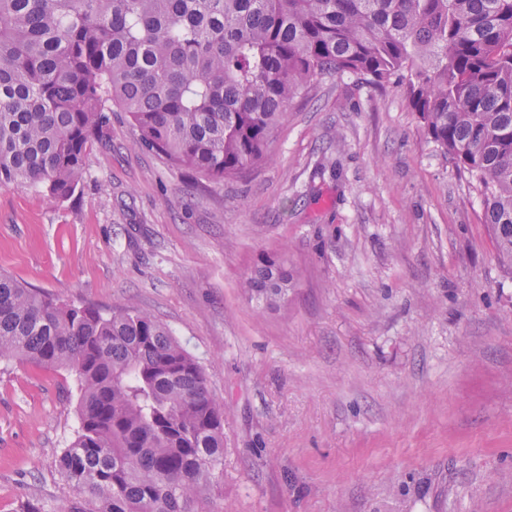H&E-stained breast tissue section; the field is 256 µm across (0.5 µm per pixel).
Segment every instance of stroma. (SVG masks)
<instances>
[{"mask_svg": "<svg viewBox=\"0 0 512 512\" xmlns=\"http://www.w3.org/2000/svg\"><path fill=\"white\" fill-rule=\"evenodd\" d=\"M407 76L325 75L244 180L142 148L126 113L68 201L0 187V271L142 310L224 403L203 512H512V273L483 201L421 131ZM295 276L277 309L242 282ZM73 375L0 362V512H63ZM293 274L281 261L264 259L254 266L243 282L244 292L266 309H275L288 296Z\"/></svg>", "mask_w": 512, "mask_h": 512, "instance_id": "35a3bbf8", "label": "stroma"}]
</instances>
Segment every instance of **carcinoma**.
Listing matches in <instances>:
<instances>
[{
	"mask_svg": "<svg viewBox=\"0 0 512 512\" xmlns=\"http://www.w3.org/2000/svg\"><path fill=\"white\" fill-rule=\"evenodd\" d=\"M403 71L423 133L479 184L512 272V0H0V186L71 198L117 111L172 164L245 178L316 77L383 86ZM292 281L264 259L243 289L275 309ZM2 360L75 374L64 512H198L223 480L224 404L150 313L0 273Z\"/></svg>",
	"mask_w": 512,
	"mask_h": 512,
	"instance_id": "carcinoma-1",
	"label": "carcinoma"
}]
</instances>
